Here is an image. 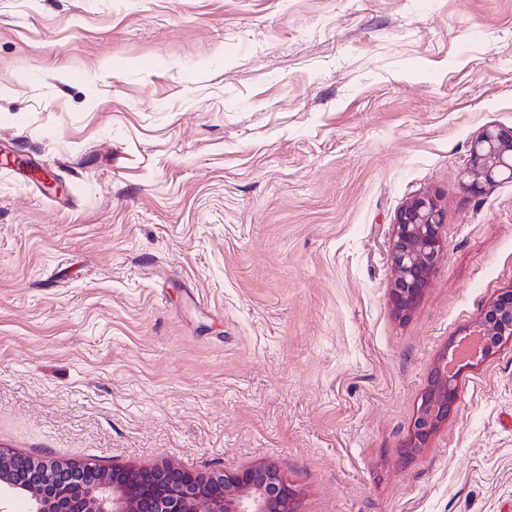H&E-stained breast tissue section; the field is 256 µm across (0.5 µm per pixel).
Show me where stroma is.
Segmentation results:
<instances>
[{
    "instance_id": "obj_1",
    "label": "stroma",
    "mask_w": 512,
    "mask_h": 512,
    "mask_svg": "<svg viewBox=\"0 0 512 512\" xmlns=\"http://www.w3.org/2000/svg\"><path fill=\"white\" fill-rule=\"evenodd\" d=\"M493 124L512 0H0V449L270 464L300 512H512V342L406 444L512 289V182L461 186ZM424 193L446 250L403 316ZM444 223V212L429 193L414 196L397 212L390 251L395 278L390 293L403 316L416 306L443 258ZM464 336H490L477 356L448 368V348L431 371L429 384L410 424L408 446L422 448L442 423L448 421L458 400L457 379L466 367L493 356L503 342L512 341V290L493 299L482 311L474 330Z\"/></svg>"
}]
</instances>
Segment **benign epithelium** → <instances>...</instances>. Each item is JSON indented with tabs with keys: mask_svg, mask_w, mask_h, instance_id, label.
I'll return each instance as SVG.
<instances>
[{
	"mask_svg": "<svg viewBox=\"0 0 512 512\" xmlns=\"http://www.w3.org/2000/svg\"><path fill=\"white\" fill-rule=\"evenodd\" d=\"M501 181L512 182V127L488 125L469 145V160L462 183L464 191L479 195ZM444 212L429 193L408 200L397 212L390 251L395 278L390 289L397 311L407 315L420 300L436 267L443 258L445 242L441 229ZM474 336H488L477 356L448 367L443 352L431 371L429 384L410 424L408 446L422 448L441 424L448 421L458 400L457 379L466 367L493 356L503 342L512 341V290L493 299L482 311ZM176 466L155 465L127 476L161 488L150 501L136 496L131 480L118 470L93 464L60 463L18 453L0 451V512H11L9 497L23 496L29 512H298V492L269 464L238 471L190 475L173 486L170 475ZM77 480L78 501L55 493L68 475Z\"/></svg>",
	"mask_w": 512,
	"mask_h": 512,
	"instance_id": "obj_1",
	"label": "benign epithelium"
}]
</instances>
